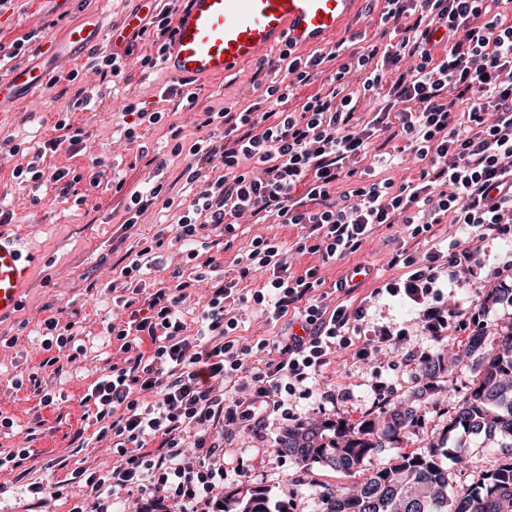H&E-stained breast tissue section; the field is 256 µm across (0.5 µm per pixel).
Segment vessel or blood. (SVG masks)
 Segmentation results:
<instances>
[{
    "instance_id": "obj_1",
    "label": "vessel or blood",
    "mask_w": 512,
    "mask_h": 512,
    "mask_svg": "<svg viewBox=\"0 0 512 512\" xmlns=\"http://www.w3.org/2000/svg\"><path fill=\"white\" fill-rule=\"evenodd\" d=\"M363 0H187L173 19L174 34L164 55L165 70L179 81L224 75L265 59L274 49L314 47L336 35L360 14ZM139 16L127 14L120 24L98 15L51 38L49 56L74 57L96 49L108 52ZM47 73L39 67L13 70L0 79V108L22 96L40 93ZM30 267L19 237L0 234V319L14 314L29 283Z\"/></svg>"
}]
</instances>
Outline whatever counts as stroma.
Instances as JSON below:
<instances>
[{
  "mask_svg": "<svg viewBox=\"0 0 512 512\" xmlns=\"http://www.w3.org/2000/svg\"><path fill=\"white\" fill-rule=\"evenodd\" d=\"M138 6L139 0H13L11 6L0 11V45L11 48L20 38L26 44L16 58L0 66V74L9 75L18 66L41 64L47 40L80 23L89 12L117 23ZM152 51L147 36L117 47L124 67L111 82L85 71V56L57 61L52 70L54 80L44 91L0 113V144L20 147L14 156L0 153V209L13 213L4 230L21 236L26 251L35 258L18 312L0 320V415L13 421L12 427H0V450L29 451L21 467L0 475V512H70L85 493L83 485L69 483L71 471L84 463L100 471L112 467L110 443L97 439L92 412L81 402L88 387L106 374L112 363L123 359L117 344L105 337L111 320L128 318L127 312L116 306L110 285L125 265L126 254L136 251L138 242L145 238L161 236L168 259L165 270L153 274V281L169 282L184 261L174 233L177 208L157 207L148 210L135 225L125 222L124 208L132 191L153 177L164 186L174 185L189 161L187 155H179L159 172L149 156L142 154V146L160 139L171 122L182 127L187 141L208 139L222 144L223 125L216 122L197 127L194 112L182 105L186 91L197 93L199 107L235 111L245 102L257 101L263 86L286 74L285 63L273 53L269 59L274 69L259 83H252L256 67L248 64L221 77L185 84L164 68L141 67V56ZM73 71L79 77L71 83L66 76ZM81 88L92 91L93 106L75 108V93ZM129 99L145 103L151 111L169 112V122L138 127L139 141L120 139L117 131L124 121L123 105ZM64 112L70 113L74 125L85 130L84 146L78 150L61 146L45 155L43 165L81 175L74 193L62 194L53 183L38 189L18 183L12 177L13 169L27 164L36 143L56 137L55 124ZM94 157L103 160L96 181L90 169ZM297 234V228L281 224L241 225L230 248L219 253L225 272L235 275L233 260L253 236L273 237L290 246ZM431 246V240L411 238L404 225L381 226L357 252L321 266L324 289L332 291L335 282L352 273L354 267H364V274L356 278L358 287L351 302L365 304L367 326L406 329L414 344L438 354V343L423 335L413 308L378 292L379 287L404 273L402 266L391 263L396 250L405 248L420 256ZM481 264L474 278L449 289L448 303L459 309L469 330L483 328L494 333L512 326V304L485 309L483 293L489 288L512 286V242L484 241ZM51 317L63 324L75 323L78 342L86 347V354L73 360L68 349L45 348L38 331L40 324ZM474 378L470 361H462L446 375L440 392L422 398L416 394L420 369L407 365L403 353L384 351L366 363L346 350L318 378L317 395L293 399L292 406L304 422L371 419L384 406L373 384L384 381L393 388L395 399L415 407L421 416L420 426L407 441L408 447L416 448L427 434L447 425L452 408ZM341 381L349 389L348 396L324 399V392L335 390ZM46 393L53 398L48 405L41 400ZM285 428V422L271 420L259 431L245 429L226 434L224 467H243L249 475L248 486L267 492L272 512L288 503L294 512H317L308 478L277 451V440ZM33 482L45 485L49 493L46 502L37 503L28 493L27 486Z\"/></svg>",
  "mask_w": 512,
  "mask_h": 512,
  "instance_id": "obj_1",
  "label": "stroma"
}]
</instances>
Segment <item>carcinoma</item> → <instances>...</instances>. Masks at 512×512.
Masks as SVG:
<instances>
[{"label": "carcinoma", "instance_id": "cac0c4a2", "mask_svg": "<svg viewBox=\"0 0 512 512\" xmlns=\"http://www.w3.org/2000/svg\"><path fill=\"white\" fill-rule=\"evenodd\" d=\"M512 304L511 288H491L484 305ZM477 378L455 405L448 426L427 436L424 447L397 448L387 462L375 458L387 443H402L414 434L420 417L401 404L385 408L384 425L371 420L352 426L336 422L301 423L282 432L278 452L307 473L326 468L359 478L354 492L314 479L310 486L319 512H512V453L488 456L479 481L450 486L442 458L454 456L460 433L482 434L512 448V329L490 338L483 329L467 337L463 350ZM425 383L420 394L441 390L444 356L421 365ZM224 512H271L267 493L236 489L224 494Z\"/></svg>", "mask_w": 512, "mask_h": 512}]
</instances>
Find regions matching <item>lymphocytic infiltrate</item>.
<instances>
[{
	"instance_id": "f902f5d3",
	"label": "lymphocytic infiltrate",
	"mask_w": 512,
	"mask_h": 512,
	"mask_svg": "<svg viewBox=\"0 0 512 512\" xmlns=\"http://www.w3.org/2000/svg\"><path fill=\"white\" fill-rule=\"evenodd\" d=\"M380 17L396 43L378 47L339 42L334 50L287 59V85L266 86L264 101L239 112L204 109L202 126L222 120L224 142L196 140L183 168L180 200L162 198V184L149 183L129 198L138 217L151 206L178 207L175 228L192 280L158 283L144 293V276L163 270L161 240H143L121 275L145 295L147 316L132 298L127 321L109 325L124 359L112 363L83 396L96 409L98 439H111L118 461L111 471L83 466L70 480L86 494L71 512H112L139 505L155 493L160 512H223L212 493L228 475L224 434L262 427L276 417L295 419L290 399L311 396L310 382L329 367L338 350L366 360L385 348L405 350L422 363L424 349L407 348L405 330L374 328L361 334L364 306L330 304L321 264L360 249L385 224H403L411 237L449 221L477 238L512 236V0H386ZM350 51L356 69L341 67L326 93L309 96L300 111L283 106L294 86L310 84L318 68ZM378 98L371 120L356 115L359 97ZM404 140L402 163L411 153L419 176L394 184L357 178L356 165L371 158L373 141ZM217 164L222 177L205 168ZM302 228L294 250L277 240L253 237L225 278L205 240L206 230L234 236L238 225L268 217ZM316 254L320 265L292 271L289 253ZM476 247L453 240L421 256L396 252L403 276L387 283V295L413 305L435 342L460 340L463 321L444 301L445 283L474 275ZM262 274L263 285L243 293L241 281ZM215 276L211 296L189 331L182 313L195 281ZM279 321L294 315L301 330L280 340L240 339L238 311L246 305Z\"/></svg>"
}]
</instances>
